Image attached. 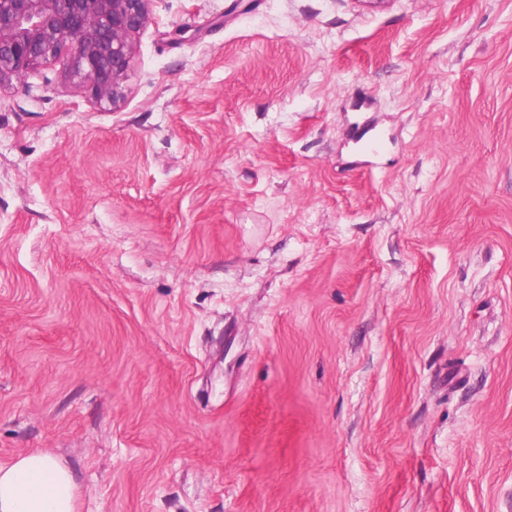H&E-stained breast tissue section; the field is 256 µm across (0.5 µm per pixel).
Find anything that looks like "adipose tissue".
<instances>
[{
	"label": "adipose tissue",
	"mask_w": 512,
	"mask_h": 512,
	"mask_svg": "<svg viewBox=\"0 0 512 512\" xmlns=\"http://www.w3.org/2000/svg\"><path fill=\"white\" fill-rule=\"evenodd\" d=\"M0 512H75V482L69 469L31 453L0 467Z\"/></svg>",
	"instance_id": "adipose-tissue-1"
}]
</instances>
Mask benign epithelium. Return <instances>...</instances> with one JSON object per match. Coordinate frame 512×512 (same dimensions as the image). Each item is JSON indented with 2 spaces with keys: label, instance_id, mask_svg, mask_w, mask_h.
Masks as SVG:
<instances>
[{
  "label": "benign epithelium",
  "instance_id": "1",
  "mask_svg": "<svg viewBox=\"0 0 512 512\" xmlns=\"http://www.w3.org/2000/svg\"><path fill=\"white\" fill-rule=\"evenodd\" d=\"M151 2L0 0V86L65 54L76 84L97 104L118 105Z\"/></svg>",
  "mask_w": 512,
  "mask_h": 512
}]
</instances>
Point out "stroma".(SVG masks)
<instances>
[{
	"label": "stroma",
	"instance_id": "stroma-1",
	"mask_svg": "<svg viewBox=\"0 0 512 512\" xmlns=\"http://www.w3.org/2000/svg\"><path fill=\"white\" fill-rule=\"evenodd\" d=\"M151 8L117 106L64 55L0 88V466L76 512H512V0ZM69 469L46 455L19 456L0 467V512H74Z\"/></svg>",
	"mask_w": 512,
	"mask_h": 512
}]
</instances>
